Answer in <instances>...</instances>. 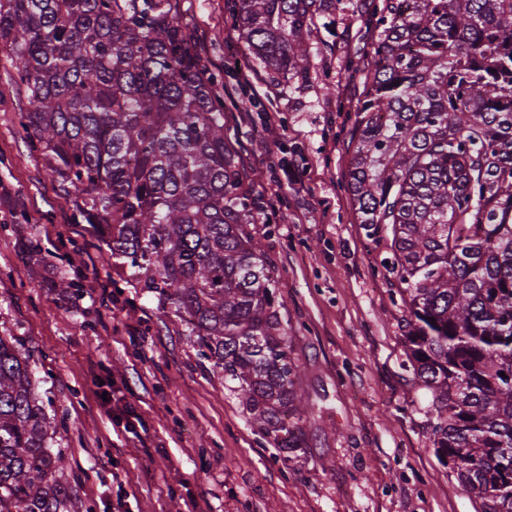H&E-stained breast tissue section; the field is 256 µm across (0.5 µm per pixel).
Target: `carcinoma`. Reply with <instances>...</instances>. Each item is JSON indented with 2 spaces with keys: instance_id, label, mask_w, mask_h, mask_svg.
<instances>
[{
  "instance_id": "carcinoma-1",
  "label": "carcinoma",
  "mask_w": 512,
  "mask_h": 512,
  "mask_svg": "<svg viewBox=\"0 0 512 512\" xmlns=\"http://www.w3.org/2000/svg\"><path fill=\"white\" fill-rule=\"evenodd\" d=\"M343 10L239 0L235 26L250 61L299 84L315 20ZM367 12L373 71L346 188L386 243L438 460L478 512H512V0H370ZM0 46L30 151L289 459L304 444L302 368L224 102L176 0H0ZM29 360L0 336V512H71Z\"/></svg>"
}]
</instances>
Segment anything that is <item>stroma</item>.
I'll use <instances>...</instances> for the list:
<instances>
[{"label":"stroma","instance_id":"stroma-1","mask_svg":"<svg viewBox=\"0 0 512 512\" xmlns=\"http://www.w3.org/2000/svg\"><path fill=\"white\" fill-rule=\"evenodd\" d=\"M237 3L177 7L204 39L224 126L254 180L252 230L303 368L312 410L305 446L287 461L172 308L133 287L91 226L75 223L70 197L27 147L14 71L0 53V336L30 352L75 512H476L431 446L425 392L402 366L406 306L344 186L376 31L364 13L319 27L298 91L252 67L247 94L258 108L244 121ZM284 165L301 176L288 193L274 184ZM32 238L40 252L27 249ZM53 277L82 287L59 291Z\"/></svg>","mask_w":512,"mask_h":512}]
</instances>
